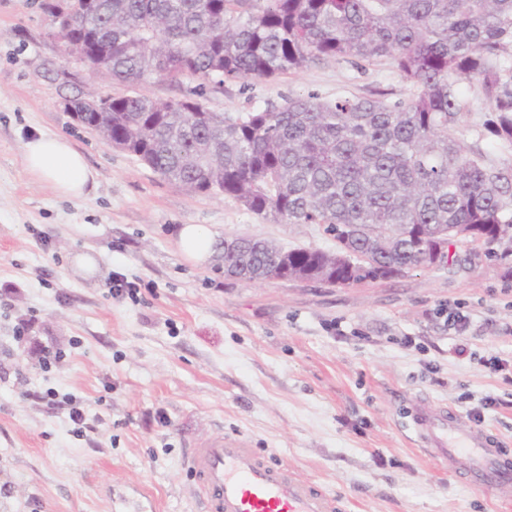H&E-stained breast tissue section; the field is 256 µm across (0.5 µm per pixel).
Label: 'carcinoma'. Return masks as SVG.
<instances>
[{"label": "carcinoma", "mask_w": 512, "mask_h": 512, "mask_svg": "<svg viewBox=\"0 0 512 512\" xmlns=\"http://www.w3.org/2000/svg\"><path fill=\"white\" fill-rule=\"evenodd\" d=\"M62 45L112 46L110 81L197 79L179 101L144 92L90 113L103 142L191 193L224 194L277 224H323L336 251L237 236L224 276L246 281L391 279L431 265L445 239L512 228V162L456 135L485 104L478 139L512 148V0H98ZM386 62L395 100L316 94L236 115L206 84L267 79L327 60ZM366 258L360 263L359 258ZM460 91L473 101V110L466 115L457 130V136L466 144L474 142L477 138L476 124L479 121L482 103L479 100L476 87L463 80L458 85Z\"/></svg>", "instance_id": "1"}]
</instances>
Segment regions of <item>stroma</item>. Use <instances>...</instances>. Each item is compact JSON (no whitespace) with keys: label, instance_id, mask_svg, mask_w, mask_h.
Returning a JSON list of instances; mask_svg holds the SVG:
<instances>
[{"label":"stroma","instance_id":"35a3bbf8","mask_svg":"<svg viewBox=\"0 0 512 512\" xmlns=\"http://www.w3.org/2000/svg\"><path fill=\"white\" fill-rule=\"evenodd\" d=\"M43 2L0 0V512H204L184 458L220 430L336 495L341 512H512L410 426L414 404H445L512 459V254L459 240L444 267L347 287L228 279L220 253L195 266L178 249L184 224L287 249L336 241L188 192L78 125L66 100L131 89L64 59ZM379 91L410 87L388 64L339 60L213 88L206 105L237 114ZM41 134L84 155L89 195L61 198L27 172L23 146ZM118 278L134 294L111 295ZM48 390L75 399L87 429L42 401Z\"/></svg>","mask_w":512,"mask_h":512}]
</instances>
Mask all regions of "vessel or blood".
I'll list each match as a JSON object with an SVG mask.
<instances>
[{"instance_id": "vessel-or-blood-1", "label": "vessel or blood", "mask_w": 512, "mask_h": 512, "mask_svg": "<svg viewBox=\"0 0 512 512\" xmlns=\"http://www.w3.org/2000/svg\"><path fill=\"white\" fill-rule=\"evenodd\" d=\"M412 426L423 448L448 461L478 489L512 490V461L484 429L462 428L448 406L416 407ZM206 512H337L338 502L320 486L269 463L241 437L216 433L185 459Z\"/></svg>"}]
</instances>
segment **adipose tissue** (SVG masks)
<instances>
[{"label": "adipose tissue", "instance_id": "adipose-tissue-1", "mask_svg": "<svg viewBox=\"0 0 512 512\" xmlns=\"http://www.w3.org/2000/svg\"><path fill=\"white\" fill-rule=\"evenodd\" d=\"M27 171L48 182L62 197L78 200L87 196L96 183L94 171L84 155L62 136L41 135L24 145ZM182 255L196 265L207 263L215 254V234L201 224H185L178 231Z\"/></svg>", "mask_w": 512, "mask_h": 512}]
</instances>
